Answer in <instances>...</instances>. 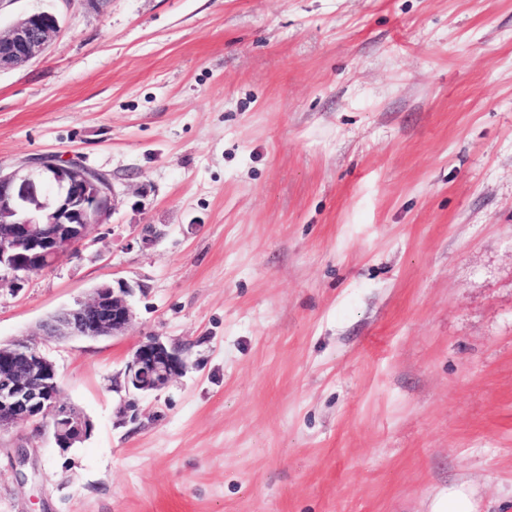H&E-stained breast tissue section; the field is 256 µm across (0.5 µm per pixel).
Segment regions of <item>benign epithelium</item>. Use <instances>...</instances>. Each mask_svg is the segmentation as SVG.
<instances>
[{"mask_svg": "<svg viewBox=\"0 0 512 512\" xmlns=\"http://www.w3.org/2000/svg\"><path fill=\"white\" fill-rule=\"evenodd\" d=\"M58 27L57 16L43 11L25 15L0 32V72L41 56ZM114 200L107 174L53 154L9 171L0 168V285L16 287L26 276L73 253L89 228L108 218ZM132 292L133 286L123 279L102 283L89 299L44 320L42 334L117 336L131 321ZM184 368L179 350L149 337L127 362L125 389L134 396L158 391ZM25 421L48 426L62 451L84 441L93 430L86 416L61 403L56 365L36 343H0V432Z\"/></svg>", "mask_w": 512, "mask_h": 512, "instance_id": "obj_1", "label": "benign epithelium"}]
</instances>
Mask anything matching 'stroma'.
<instances>
[{
	"label": "stroma",
	"mask_w": 512,
	"mask_h": 512,
	"mask_svg": "<svg viewBox=\"0 0 512 512\" xmlns=\"http://www.w3.org/2000/svg\"><path fill=\"white\" fill-rule=\"evenodd\" d=\"M41 10L0 168L117 198L0 287V341L106 280L133 318L40 337L93 431L1 432L0 512H430L459 481L512 512V0H0V29ZM151 336L185 370L132 416Z\"/></svg>",
	"instance_id": "obj_1"
}]
</instances>
